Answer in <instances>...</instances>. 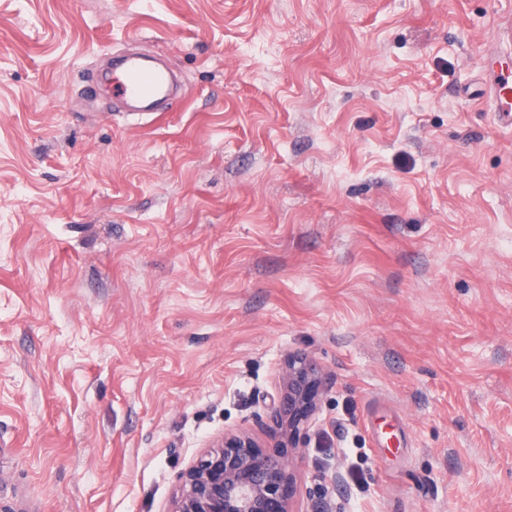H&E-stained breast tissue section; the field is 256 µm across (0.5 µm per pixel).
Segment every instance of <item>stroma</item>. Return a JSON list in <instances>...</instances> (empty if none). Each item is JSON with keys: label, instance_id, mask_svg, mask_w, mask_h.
Wrapping results in <instances>:
<instances>
[{"label": "stroma", "instance_id": "stroma-1", "mask_svg": "<svg viewBox=\"0 0 512 512\" xmlns=\"http://www.w3.org/2000/svg\"><path fill=\"white\" fill-rule=\"evenodd\" d=\"M512 0H0V512H166L325 370L297 512H512ZM159 54L183 95L90 76ZM484 89L493 104L500 127L512 129V71L496 46H490L484 54ZM322 368L304 355H290L279 378V396L269 410V420L277 430L279 440L286 442L295 453L299 449L303 424L318 409V396L309 391L319 385Z\"/></svg>", "mask_w": 512, "mask_h": 512}]
</instances>
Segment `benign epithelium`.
<instances>
[{
    "mask_svg": "<svg viewBox=\"0 0 512 512\" xmlns=\"http://www.w3.org/2000/svg\"><path fill=\"white\" fill-rule=\"evenodd\" d=\"M322 377V368L304 355L289 356L283 367L269 420L280 441L294 451L303 424L318 409L309 387L319 385ZM293 469L292 457L278 450L256 452L245 433L226 436L181 474L168 512H293L288 492L295 480Z\"/></svg>",
    "mask_w": 512,
    "mask_h": 512,
    "instance_id": "1",
    "label": "benign epithelium"
}]
</instances>
